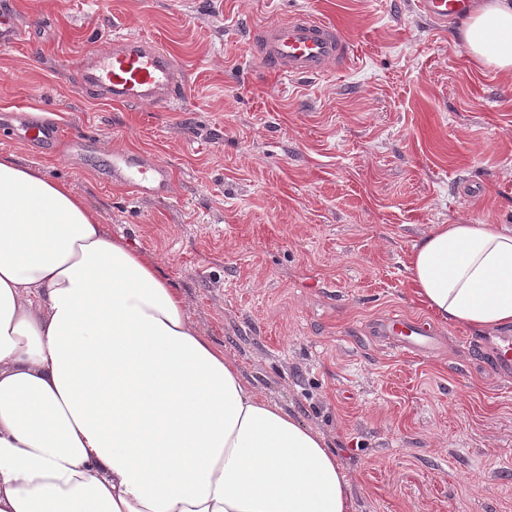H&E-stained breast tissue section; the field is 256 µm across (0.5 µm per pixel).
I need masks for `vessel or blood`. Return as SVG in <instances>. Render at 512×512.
Returning <instances> with one entry per match:
<instances>
[{"label": "vessel or blood", "mask_w": 512, "mask_h": 512, "mask_svg": "<svg viewBox=\"0 0 512 512\" xmlns=\"http://www.w3.org/2000/svg\"><path fill=\"white\" fill-rule=\"evenodd\" d=\"M472 0H417V7L432 23L447 24L465 14ZM23 28L10 6H0V48L16 45ZM252 46L264 67L288 77L324 73L330 66H345L351 46L339 28L318 18L298 14L287 20L255 28ZM83 86L127 104L149 102L167 107L185 99V80L172 55L156 43L117 38L103 50L89 49L79 64ZM113 181L144 194H160L169 186L168 171L133 153L113 154L109 162ZM377 332L396 337L407 352H421L432 338L422 319L390 315Z\"/></svg>", "instance_id": "b4317fda"}]
</instances>
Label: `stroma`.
<instances>
[{"instance_id": "obj_1", "label": "stroma", "mask_w": 512, "mask_h": 512, "mask_svg": "<svg viewBox=\"0 0 512 512\" xmlns=\"http://www.w3.org/2000/svg\"><path fill=\"white\" fill-rule=\"evenodd\" d=\"M27 31L0 49V158L44 167L114 235L157 260L187 313L263 397L322 435L352 512H512V382L493 339L435 324L408 354L371 329L423 316L413 246L435 224L512 228V72L465 50L415 0H9ZM306 12L347 65L289 78L254 28ZM156 42L187 77L177 107L81 89L85 52ZM47 121L44 151L25 137ZM149 157L168 194L106 176Z\"/></svg>"}]
</instances>
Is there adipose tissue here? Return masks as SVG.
<instances>
[{
    "label": "adipose tissue",
    "instance_id": "adipose-tissue-1",
    "mask_svg": "<svg viewBox=\"0 0 512 512\" xmlns=\"http://www.w3.org/2000/svg\"><path fill=\"white\" fill-rule=\"evenodd\" d=\"M467 52L512 72V0ZM408 270L444 324H512V229L436 224ZM324 438L243 381L153 254L0 158V512H352Z\"/></svg>",
    "mask_w": 512,
    "mask_h": 512
}]
</instances>
